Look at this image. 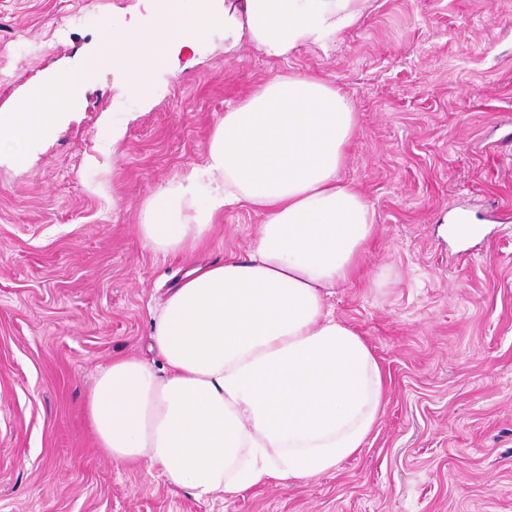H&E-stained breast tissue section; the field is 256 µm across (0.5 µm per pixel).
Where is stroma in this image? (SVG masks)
I'll use <instances>...</instances> for the list:
<instances>
[{
    "mask_svg": "<svg viewBox=\"0 0 512 512\" xmlns=\"http://www.w3.org/2000/svg\"><path fill=\"white\" fill-rule=\"evenodd\" d=\"M137 5L0 0V45L23 58L0 113L90 67L104 25ZM290 71L357 114L342 175L377 233L328 302L381 366L383 413L328 474L200 498L105 457L86 399L112 357L153 360L152 316L191 265L248 255L262 218L244 208L218 213L189 258L136 227L148 199L205 166L225 112ZM157 82L143 110L125 64L108 67L24 161L0 155V512H512V0H371L334 47L285 62L244 42L225 53L219 28ZM460 212L479 235L450 234Z\"/></svg>",
    "mask_w": 512,
    "mask_h": 512,
    "instance_id": "1",
    "label": "stroma"
}]
</instances>
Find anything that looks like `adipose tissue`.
Returning <instances> with one entry per match:
<instances>
[{"mask_svg":"<svg viewBox=\"0 0 512 512\" xmlns=\"http://www.w3.org/2000/svg\"><path fill=\"white\" fill-rule=\"evenodd\" d=\"M370 0H155L154 25L105 29L94 67L55 75L0 116V152L28 143L67 113L97 69L123 60L153 103L155 70L212 29L285 61L332 45ZM358 132L346 96L313 74H278L229 109L205 167L155 194L137 231L145 245L190 254L215 214L241 206L263 222L246 258L188 272L152 317L157 361L117 358L96 376L86 416L98 448L146 463L175 488L236 497L298 483L359 452L381 412L383 376L371 348L327 304L358 275L376 235L373 205L344 179Z\"/></svg>","mask_w":512,"mask_h":512,"instance_id":"1","label":"adipose tissue"}]
</instances>
